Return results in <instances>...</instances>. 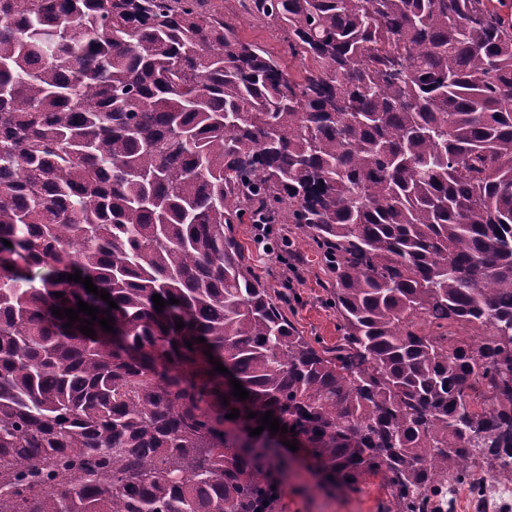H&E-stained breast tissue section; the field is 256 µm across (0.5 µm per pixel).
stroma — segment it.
<instances>
[{"label":"stroma","instance_id":"35a3bbf8","mask_svg":"<svg viewBox=\"0 0 512 512\" xmlns=\"http://www.w3.org/2000/svg\"><path fill=\"white\" fill-rule=\"evenodd\" d=\"M236 237L253 271L272 295H287V314L297 329L322 345H335L338 318L329 303L335 277L315 247L303 241L297 226L277 225L274 236L260 243L252 225L240 224ZM318 481L307 466H292L284 481L282 512H386L390 494L378 479L368 478L357 490L336 493L320 489ZM488 482L511 484L512 470L502 469L491 458L474 466L447 495L453 512H512V495L491 501L478 499L474 485Z\"/></svg>","mask_w":512,"mask_h":512}]
</instances>
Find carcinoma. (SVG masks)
I'll list each match as a JSON object with an SVG mask.
<instances>
[{
	"label": "carcinoma",
	"instance_id": "obj_1",
	"mask_svg": "<svg viewBox=\"0 0 512 512\" xmlns=\"http://www.w3.org/2000/svg\"><path fill=\"white\" fill-rule=\"evenodd\" d=\"M234 2L0 0V512H281L269 410L394 512L512 459V0ZM237 224L322 252L336 346ZM239 36L248 42L258 43L268 52L281 55V33L274 28L240 19L237 22Z\"/></svg>",
	"mask_w": 512,
	"mask_h": 512
}]
</instances>
